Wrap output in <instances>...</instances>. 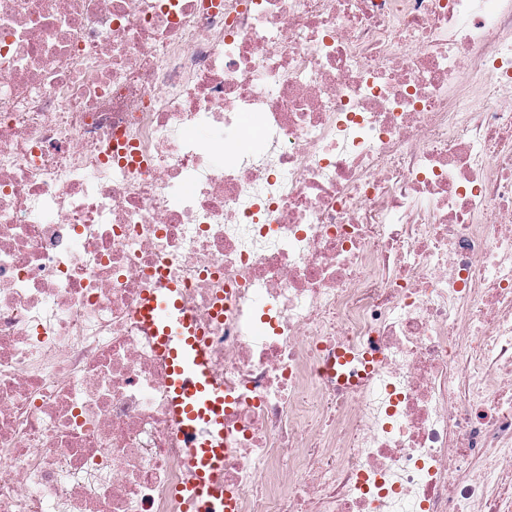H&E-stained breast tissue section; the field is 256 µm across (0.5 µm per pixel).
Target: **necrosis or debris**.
<instances>
[{
  "instance_id": "4bbe7bcc",
  "label": "necrosis or debris",
  "mask_w": 512,
  "mask_h": 512,
  "mask_svg": "<svg viewBox=\"0 0 512 512\" xmlns=\"http://www.w3.org/2000/svg\"><path fill=\"white\" fill-rule=\"evenodd\" d=\"M161 263L237 512H512V0H0V512H182Z\"/></svg>"
}]
</instances>
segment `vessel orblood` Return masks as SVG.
<instances>
[{"mask_svg":"<svg viewBox=\"0 0 512 512\" xmlns=\"http://www.w3.org/2000/svg\"><path fill=\"white\" fill-rule=\"evenodd\" d=\"M151 280L138 317L167 367L170 417L191 475L172 494L183 512H236L234 495L224 486V387L212 371L208 343L166 266L158 265Z\"/></svg>","mask_w":512,"mask_h":512,"instance_id":"obj_1","label":"vessel or blood"}]
</instances>
